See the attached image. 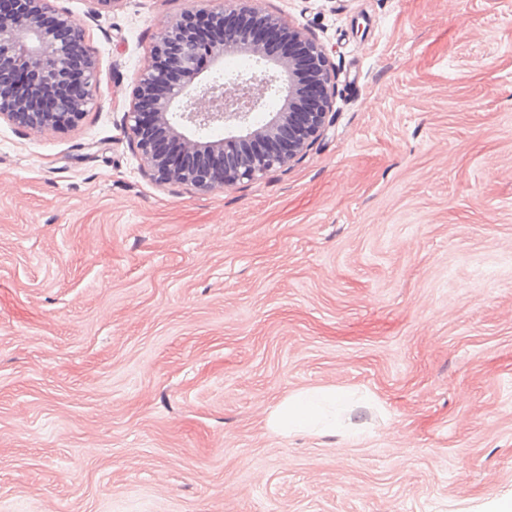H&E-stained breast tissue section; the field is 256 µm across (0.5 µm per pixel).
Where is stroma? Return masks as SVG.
<instances>
[{
    "instance_id": "35a3bbf8",
    "label": "stroma",
    "mask_w": 512,
    "mask_h": 512,
    "mask_svg": "<svg viewBox=\"0 0 512 512\" xmlns=\"http://www.w3.org/2000/svg\"><path fill=\"white\" fill-rule=\"evenodd\" d=\"M55 0L96 108L0 121V512H499L512 503V0H264L325 43L298 161L160 187L120 126L159 25ZM372 395L354 439L266 417Z\"/></svg>"
}]
</instances>
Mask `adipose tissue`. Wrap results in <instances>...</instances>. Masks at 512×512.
I'll use <instances>...</instances> for the list:
<instances>
[{
  "label": "adipose tissue",
  "mask_w": 512,
  "mask_h": 512,
  "mask_svg": "<svg viewBox=\"0 0 512 512\" xmlns=\"http://www.w3.org/2000/svg\"><path fill=\"white\" fill-rule=\"evenodd\" d=\"M354 392L336 388H307L285 397L269 414L266 427L285 436L301 430L313 435L351 439L360 427L348 414L356 405Z\"/></svg>",
  "instance_id": "adipose-tissue-1"
}]
</instances>
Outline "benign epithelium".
<instances>
[{
  "mask_svg": "<svg viewBox=\"0 0 512 512\" xmlns=\"http://www.w3.org/2000/svg\"><path fill=\"white\" fill-rule=\"evenodd\" d=\"M261 32L288 42L272 63L253 47L261 68L218 83L211 66ZM0 119L36 132H64L96 105L99 70L84 26L53 0H11L0 12ZM285 104L263 126L249 120L273 84ZM336 73L317 36L261 7V0H224L214 9H186L165 21L150 59L137 74L121 126L139 168L158 185L211 192L265 177L297 161L333 120ZM215 123L232 135L211 141L200 132Z\"/></svg>",
  "mask_w": 512,
  "mask_h": 512,
  "instance_id": "obj_1",
  "label": "benign epithelium"
}]
</instances>
